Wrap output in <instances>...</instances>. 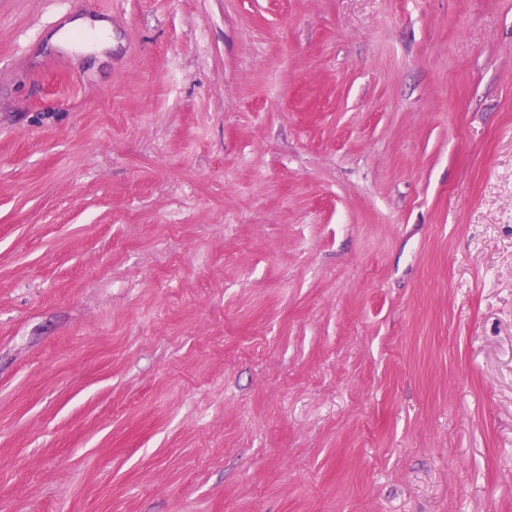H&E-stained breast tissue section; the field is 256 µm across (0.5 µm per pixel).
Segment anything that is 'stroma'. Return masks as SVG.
Returning <instances> with one entry per match:
<instances>
[{"instance_id":"35a3bbf8","label":"stroma","mask_w":512,"mask_h":512,"mask_svg":"<svg viewBox=\"0 0 512 512\" xmlns=\"http://www.w3.org/2000/svg\"><path fill=\"white\" fill-rule=\"evenodd\" d=\"M0 512H512V0H0ZM75 30H89L96 33L99 63H106L109 61L108 56L103 54L105 50H112V26L110 22L103 18H76L66 23L60 30L55 32L49 39V44L69 52H82L87 51L79 48L74 44L69 34Z\"/></svg>"}]
</instances>
